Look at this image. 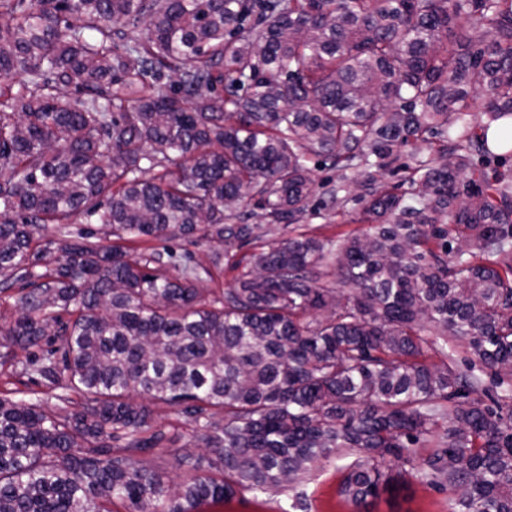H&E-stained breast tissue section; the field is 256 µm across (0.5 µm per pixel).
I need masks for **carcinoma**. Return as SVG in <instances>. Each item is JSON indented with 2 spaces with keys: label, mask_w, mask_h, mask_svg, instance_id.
<instances>
[{
  "label": "carcinoma",
  "mask_w": 512,
  "mask_h": 512,
  "mask_svg": "<svg viewBox=\"0 0 512 512\" xmlns=\"http://www.w3.org/2000/svg\"><path fill=\"white\" fill-rule=\"evenodd\" d=\"M0 79V367L46 386L0 392V512H192L340 451L356 504L409 477L512 512V182L484 167L512 151V0H0ZM428 135V192L375 185ZM313 156L365 170L368 233L288 238L225 289L139 247L258 239L226 198L294 223ZM159 405L204 449L176 484Z\"/></svg>",
  "instance_id": "carcinoma-1"
}]
</instances>
